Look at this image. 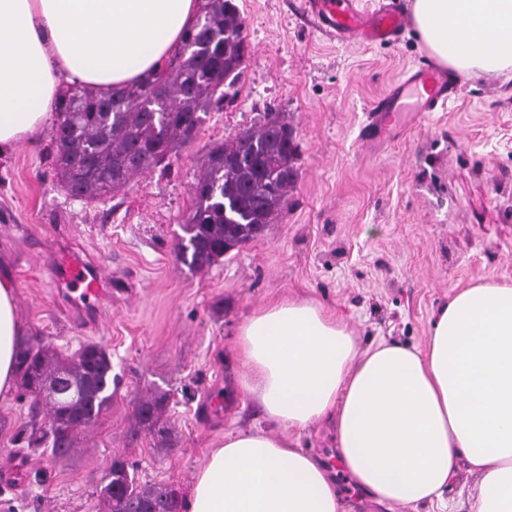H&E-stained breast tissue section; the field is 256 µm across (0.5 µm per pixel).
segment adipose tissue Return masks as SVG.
<instances>
[{
  "label": "adipose tissue",
  "mask_w": 512,
  "mask_h": 512,
  "mask_svg": "<svg viewBox=\"0 0 512 512\" xmlns=\"http://www.w3.org/2000/svg\"><path fill=\"white\" fill-rule=\"evenodd\" d=\"M197 0H0V158L54 117L63 85L143 80L195 19ZM414 34L463 77L512 78V0H409ZM23 334L0 275V394ZM240 385L273 431L228 432L185 512H345L344 470L387 507L439 501L459 460L479 476L471 512H512V283L458 289L424 347L364 348L319 303L278 298L239 327ZM329 423L339 469L294 436Z\"/></svg>",
  "instance_id": "ef3b65f1"
}]
</instances>
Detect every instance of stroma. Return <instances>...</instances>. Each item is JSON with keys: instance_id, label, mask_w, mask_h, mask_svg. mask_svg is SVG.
Returning <instances> with one entry per match:
<instances>
[{"instance_id": "35a3bbf8", "label": "stroma", "mask_w": 512, "mask_h": 512, "mask_svg": "<svg viewBox=\"0 0 512 512\" xmlns=\"http://www.w3.org/2000/svg\"><path fill=\"white\" fill-rule=\"evenodd\" d=\"M251 52L237 95L211 112L168 167L100 202L69 197L55 178L54 128L0 159V265L17 289L28 340L68 355L86 342L112 354V406L69 458L15 445L31 397L0 398V500L17 512H96L113 454L143 483L179 499L225 433L265 427L233 362L245 318L278 297L320 302L361 347L386 339L424 346L454 289L512 282V79L464 78L460 98L388 130L373 102L410 70L432 65L412 30L381 45L318 30L302 0H237ZM290 123L301 172L278 223L197 273L176 257L181 218L204 156L267 113ZM41 253L67 247L111 267L112 297L96 324H74ZM172 391V448L134 433L136 401Z\"/></svg>"}]
</instances>
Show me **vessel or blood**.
Listing matches in <instances>:
<instances>
[{"label":"vessel or blood","mask_w":512,"mask_h":512,"mask_svg":"<svg viewBox=\"0 0 512 512\" xmlns=\"http://www.w3.org/2000/svg\"><path fill=\"white\" fill-rule=\"evenodd\" d=\"M305 11L320 31L342 43L392 42L406 26L401 12L385 6L370 12L360 0H305ZM460 92V84L443 70L409 71L376 102L373 117L387 125L402 112H434ZM47 269L58 297L78 318L95 315L112 292L111 271L75 251L56 252Z\"/></svg>","instance_id":"b4317fda"}]
</instances>
